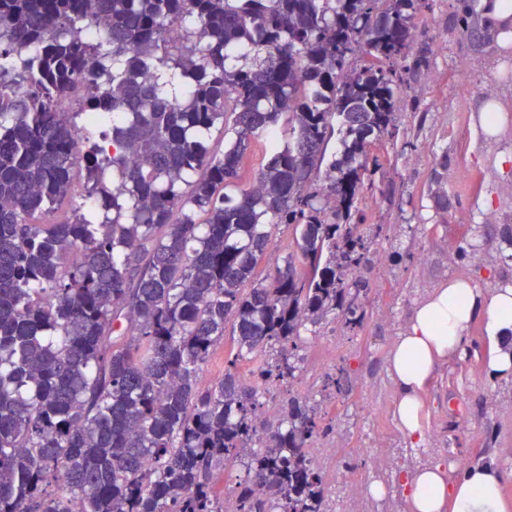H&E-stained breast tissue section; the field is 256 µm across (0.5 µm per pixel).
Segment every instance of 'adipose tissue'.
<instances>
[{"instance_id":"ef3b65f1","label":"adipose tissue","mask_w":512,"mask_h":512,"mask_svg":"<svg viewBox=\"0 0 512 512\" xmlns=\"http://www.w3.org/2000/svg\"><path fill=\"white\" fill-rule=\"evenodd\" d=\"M467 10L499 47H512V0H467ZM478 321L495 344L487 361L492 375L511 373V286L484 292L469 279L448 280L416 303L392 342L386 367L397 392L394 418L411 447H419L425 437L427 387L437 369L464 348ZM506 477L492 463L474 464L453 476L436 462L401 472L399 484L409 512H512L502 493Z\"/></svg>"}]
</instances>
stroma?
I'll use <instances>...</instances> for the list:
<instances>
[{"mask_svg": "<svg viewBox=\"0 0 512 512\" xmlns=\"http://www.w3.org/2000/svg\"><path fill=\"white\" fill-rule=\"evenodd\" d=\"M428 34L414 47L428 58L404 74L396 89L401 127L387 164L375 172L387 194L363 201L364 221L381 225L368 252L369 292L362 327L349 331L329 319L302 333V370L290 384L270 387L265 418L274 422L289 397L317 404L330 434L313 445L337 512H407L400 471L444 460L454 473L474 462L496 461L510 476L512 501V375L487 369L492 349L482 323L465 348L441 365L427 395L425 440L408 445L393 417L394 386L385 353L405 328L411 309L429 290L453 277L488 291L512 285V178L496 159L512 152V48L499 49L485 33L470 35L474 18L460 0H427L420 15ZM499 101L506 119L498 137L478 136L481 106ZM348 372L343 394L328 397L326 374ZM380 481L384 498L367 495Z\"/></svg>", "mask_w": 512, "mask_h": 512, "instance_id": "35a3bbf8", "label": "stroma"}]
</instances>
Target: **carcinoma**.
I'll list each match as a JSON object with an SVG mask.
<instances>
[{
  "instance_id": "cac0c4a2",
  "label": "carcinoma",
  "mask_w": 512,
  "mask_h": 512,
  "mask_svg": "<svg viewBox=\"0 0 512 512\" xmlns=\"http://www.w3.org/2000/svg\"><path fill=\"white\" fill-rule=\"evenodd\" d=\"M425 4L0 0V512H223L236 464L237 512H326L330 426L297 397L265 425L261 388L295 378L306 324L362 323L359 204ZM274 238L276 246L271 252H269L268 256L265 258L259 268L261 277L266 276L273 270L277 260L280 262L281 257L284 255L285 249L289 244V240L291 238V229L286 228L284 224L280 225L274 231ZM229 349V336H224V341L215 345L214 352L209 360L202 365L200 382L202 387H207L224 373V356Z\"/></svg>"
}]
</instances>
